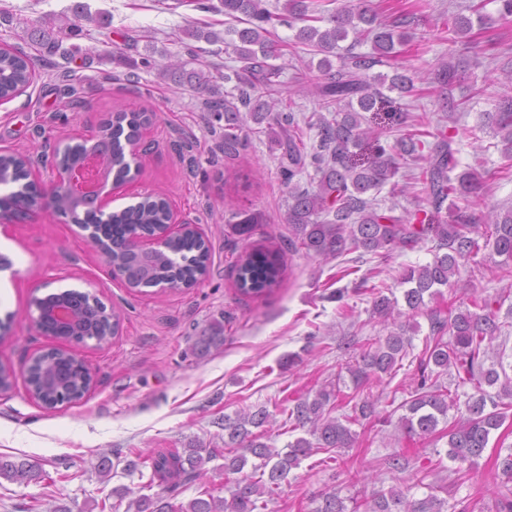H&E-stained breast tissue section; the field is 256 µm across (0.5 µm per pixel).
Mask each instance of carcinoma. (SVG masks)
Segmentation results:
<instances>
[{
    "instance_id": "1",
    "label": "carcinoma",
    "mask_w": 512,
    "mask_h": 512,
    "mask_svg": "<svg viewBox=\"0 0 512 512\" xmlns=\"http://www.w3.org/2000/svg\"><path fill=\"white\" fill-rule=\"evenodd\" d=\"M498 18L512 17V0H498ZM224 15L244 24L229 28L232 47L241 63L235 70L237 102L216 97L215 75L202 69H188L181 61L159 64L151 57L141 58L132 66L156 70L176 87H188L208 96L206 111L211 123H224V159L234 160L247 146L249 123L265 126L270 140L282 150L278 177L288 190L285 223L292 233L290 246L302 249L312 258L337 259L351 252L388 253L394 249H414L426 240L435 242L432 262L406 269L399 284L402 298L385 294L388 286H378L373 313L384 321L397 322L401 316L424 315L429 332L417 359L418 379L410 398L401 407L406 413L398 418L396 429L417 444L434 437L448 438L446 457L458 465H473L488 448L490 439L512 417V363L498 357L486 365L494 349L501 325L497 308L506 300L501 293L493 298L473 294L469 306L461 309L452 303L441 305L443 289L459 274L472 255L481 248H491L499 257L495 262L498 279H512V208L491 211L478 221L470 211L468 197L478 194L483 182L470 169H459L458 150L453 140L441 130L434 150L425 157L420 184L427 209L411 215H394L395 207L382 208L377 195L399 173L401 160L422 155V143L403 137L394 145L381 140L382 134L367 126L364 113L384 102L382 88L401 97L411 94L417 80H431L443 100V111L455 108L454 90L459 87L470 63L453 56L442 59L435 70L421 74L414 66L396 62L400 47L410 38L405 19L383 21L371 0H347L328 16H317L310 0H284L282 7L270 8L267 0H220ZM469 14L457 13L446 22L448 31L462 39L478 25L491 29L496 19L484 13L479 3L467 6ZM284 26L294 31L295 43L320 56L290 82L280 80L281 67L273 60L281 57L271 40V29ZM79 30L77 24L55 28L34 26L28 38L36 45L55 51L60 43ZM350 40L346 47L341 42ZM371 44V52L356 48ZM376 66H389L392 75L367 76ZM36 63L23 51L0 48V100L8 101L23 92L34 80ZM313 92L329 115L313 114L307 122L315 131L313 143L306 145L304 131L295 113L288 110V93ZM152 112H112L97 134L74 144L68 143L53 154L61 166L78 164L88 152L107 157L113 182L124 183L140 171L141 159L134 153L141 132L153 121ZM495 134L501 137L502 155L512 161V89L500 94L495 111L487 113ZM313 173H308V169ZM308 182L301 183L303 175ZM29 169L21 156L0 155V186L12 191L0 196V206L12 205L18 197L34 198L28 181ZM60 207L79 224H95L106 240L112 263L127 273L130 288H157L167 285L192 286L207 273L210 249L206 241L188 230L168 240L156 253L134 251L128 236L133 231L153 235L171 219L169 202L160 196H145L133 205L115 211L109 222L99 225L94 202L59 199ZM282 257L262 249L246 250L236 262L237 291L253 299L272 292L281 280ZM49 308L66 305L85 315L82 333L77 339L104 340L115 335L119 316L108 314L104 306L90 302L78 290L51 295ZM224 345V322L216 321L205 329L196 342L201 354ZM410 339L405 325H398L383 340L362 344L359 358L345 366L352 391L341 386L342 376L318 385L317 389L295 399L288 409L289 431L304 435L279 450L264 442L273 415L265 408L239 410L226 415L224 447L208 448L190 441L182 448L161 449L144 459L152 475L145 488L153 484L164 493L133 494L127 486L112 489L118 502L128 500L126 512H255L258 499L278 493L290 472L302 460L318 452L336 455L354 447L357 434L350 425H362L378 417V399L371 392L373 382L392 375L408 356ZM456 373L455 387L440 382L448 370ZM87 371L83 362L65 350H56L36 358L30 368L29 386L49 396L62 394L81 398L87 392ZM455 411L453 421L448 413ZM224 458V473L237 474L230 497L215 496L209 489L190 501L175 502L173 492L187 481L207 479L206 465ZM252 473L243 474L247 467ZM498 492L495 512H512V448L496 463ZM18 484L37 482L43 472L25 458L0 455V478ZM413 486L372 490L360 489L352 496H341L342 489L326 488L310 499V512H473L471 504L448 503L436 495V487L419 499L411 494Z\"/></svg>"
}]
</instances>
